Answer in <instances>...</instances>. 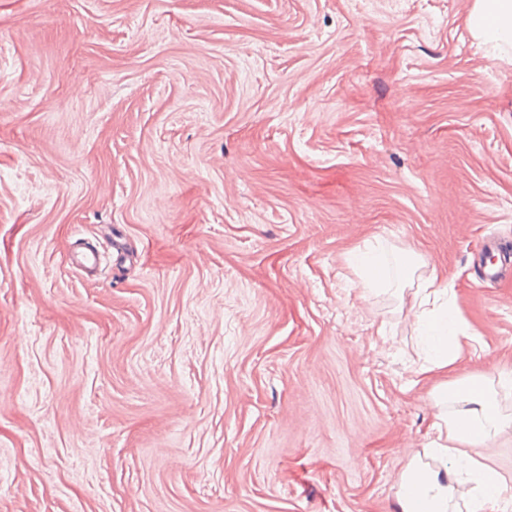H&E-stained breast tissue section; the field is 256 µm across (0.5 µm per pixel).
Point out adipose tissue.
<instances>
[{
    "label": "adipose tissue",
    "instance_id": "1",
    "mask_svg": "<svg viewBox=\"0 0 512 512\" xmlns=\"http://www.w3.org/2000/svg\"><path fill=\"white\" fill-rule=\"evenodd\" d=\"M469 25L476 36L499 49H512V0H474ZM407 304L415 311L421 334L433 353L432 372L446 376L454 370L458 356L437 330L451 326L450 312L423 310L421 299L414 294ZM433 399L439 407L450 402L455 405L443 424L436 427L443 441L440 452L447 455L449 467L439 472L413 462L403 480L416 482L418 500L413 503L408 496H401L403 512H415L419 505L425 512H450L455 492L462 484L468 487L466 512H512V504L501 499L498 472L470 453L471 448L512 430V414L499 409L496 390L477 375L464 380L446 378L435 388Z\"/></svg>",
    "mask_w": 512,
    "mask_h": 512
}]
</instances>
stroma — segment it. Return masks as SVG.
<instances>
[{
    "mask_svg": "<svg viewBox=\"0 0 512 512\" xmlns=\"http://www.w3.org/2000/svg\"><path fill=\"white\" fill-rule=\"evenodd\" d=\"M473 2L0 0V512H401L439 410L393 262L447 276L455 377L512 372Z\"/></svg>",
    "mask_w": 512,
    "mask_h": 512,
    "instance_id": "35a3bbf8",
    "label": "stroma"
}]
</instances>
